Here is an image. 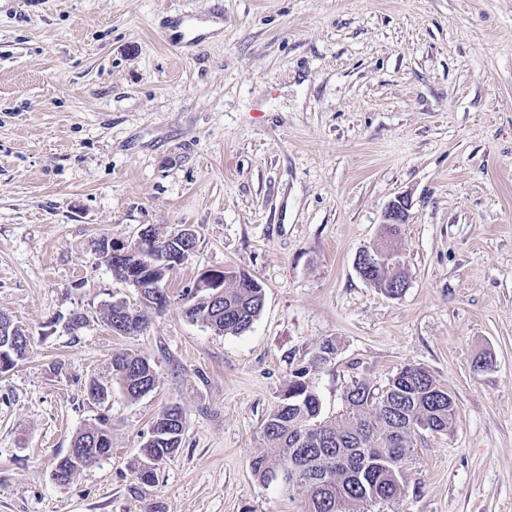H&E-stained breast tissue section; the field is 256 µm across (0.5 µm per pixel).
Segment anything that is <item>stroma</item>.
<instances>
[{"instance_id": "obj_1", "label": "stroma", "mask_w": 512, "mask_h": 512, "mask_svg": "<svg viewBox=\"0 0 512 512\" xmlns=\"http://www.w3.org/2000/svg\"><path fill=\"white\" fill-rule=\"evenodd\" d=\"M180 15L218 28L173 48L160 28ZM187 226L169 305L113 333L107 305L138 293L96 241ZM385 240L409 280L396 298L355 268ZM207 270L262 284L250 330L186 319ZM1 313L30 352L0 374V512H304L250 462L331 337L312 376L323 417L409 365L457 406L450 431L416 435L404 497L374 512H512V0H0ZM120 352L149 361L155 389L92 399ZM170 405L181 446L142 483ZM102 416L111 456L54 484ZM167 418L170 424L177 428V437L160 432L155 429L154 424L160 418ZM183 419L182 412L177 406H169L161 411L152 422L151 435L143 446L142 455L137 468L138 478L146 484L155 482L156 467L149 469L145 467V463L154 461V466L164 461L166 458L174 454L180 448L182 442Z\"/></svg>"}]
</instances>
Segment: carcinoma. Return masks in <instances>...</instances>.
Listing matches in <instances>:
<instances>
[{
  "mask_svg": "<svg viewBox=\"0 0 512 512\" xmlns=\"http://www.w3.org/2000/svg\"><path fill=\"white\" fill-rule=\"evenodd\" d=\"M177 246L165 254L147 257L131 253L121 259L124 267L139 266L144 279L141 293L149 297L166 293L169 274L183 265L174 258ZM364 276L376 288L396 298L403 293L399 285L405 272L394 271L378 263H366ZM265 302L263 286L246 274L229 271L224 287L208 288L195 295L184 313L194 322L226 335L247 332L260 315ZM136 320L149 321L148 313L114 301L107 307L106 321L114 327L124 312ZM15 323L0 315V372L11 370L30 350L27 334L10 333ZM336 353V342L327 339L311 365L296 370L287 389L262 426V440L275 454L260 453L250 463L254 477L261 483H276L304 497L305 512H353L378 503L394 502L403 494L402 467L410 457L415 435L421 430L446 432L457 417L456 404L448 391L441 389L430 374L419 366L403 368L387 386L375 391L364 383L354 384L347 393L344 413L334 419L322 416V403L312 385L310 371L319 369ZM112 379L131 399L152 391L157 377L151 364L125 353L112 358ZM167 418L177 428L172 437L155 428L143 446L138 463V478L155 482L156 469L145 464H159L174 454L182 442L183 419L180 408L169 406L157 418ZM72 446L88 448L86 461L78 463L63 456L55 466L68 484L78 470L112 455V436L106 418L75 436ZM302 468L296 481H285V465Z\"/></svg>",
  "mask_w": 512,
  "mask_h": 512,
  "instance_id": "obj_1",
  "label": "carcinoma"
}]
</instances>
